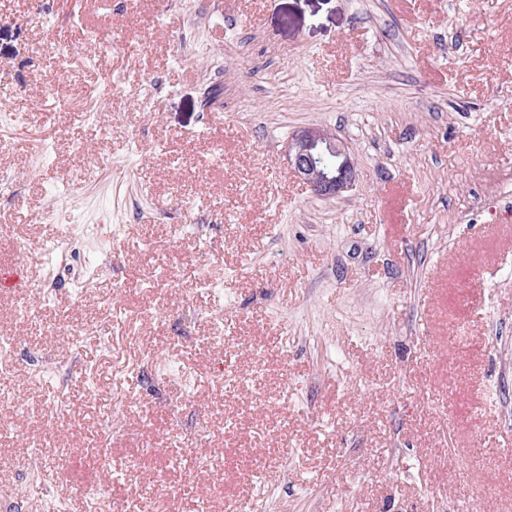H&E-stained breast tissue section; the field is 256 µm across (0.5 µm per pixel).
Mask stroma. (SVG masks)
I'll return each mask as SVG.
<instances>
[{
	"mask_svg": "<svg viewBox=\"0 0 512 512\" xmlns=\"http://www.w3.org/2000/svg\"><path fill=\"white\" fill-rule=\"evenodd\" d=\"M0 177V512H512V0H0ZM336 158L329 167L327 157ZM288 165L317 197L331 198L351 189L357 170L348 148L321 127H306L288 140Z\"/></svg>",
	"mask_w": 512,
	"mask_h": 512,
	"instance_id": "stroma-1",
	"label": "stroma"
}]
</instances>
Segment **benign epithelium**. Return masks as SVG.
I'll return each instance as SVG.
<instances>
[{"label":"benign epithelium","mask_w":512,"mask_h":512,"mask_svg":"<svg viewBox=\"0 0 512 512\" xmlns=\"http://www.w3.org/2000/svg\"><path fill=\"white\" fill-rule=\"evenodd\" d=\"M288 165L296 176L321 198L351 189L357 170L348 148L321 127H306L288 140Z\"/></svg>","instance_id":"1"}]
</instances>
